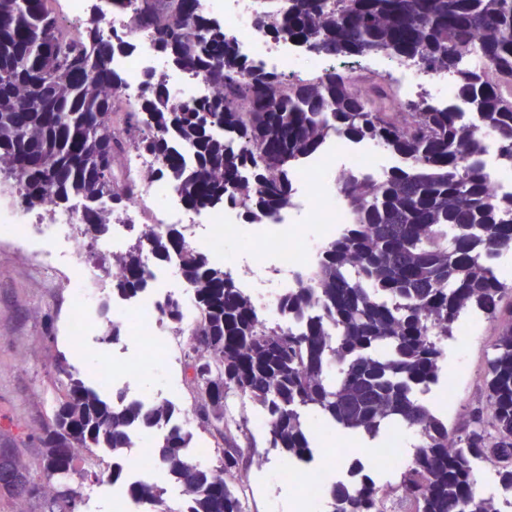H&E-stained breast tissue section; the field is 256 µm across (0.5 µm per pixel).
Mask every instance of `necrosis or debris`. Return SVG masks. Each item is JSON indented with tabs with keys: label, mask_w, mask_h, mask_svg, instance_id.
<instances>
[{
	"label": "necrosis or debris",
	"mask_w": 512,
	"mask_h": 512,
	"mask_svg": "<svg viewBox=\"0 0 512 512\" xmlns=\"http://www.w3.org/2000/svg\"><path fill=\"white\" fill-rule=\"evenodd\" d=\"M263 0H197L200 15L221 24L228 39L248 59L278 73H292L300 78L324 74L333 68L325 57H295L290 42L272 39L260 27L257 14ZM132 10L123 0H114L111 12L100 23L102 37L132 33L135 49L127 55L115 56L112 67L119 80L114 97L128 105L141 101L146 94L148 74L164 77L168 99L173 104L214 98L224 92L222 84L188 70L171 68L156 46V33L150 28L132 29ZM125 169L128 175L144 180L141 194L129 202L122 212L111 218L116 232L111 240L102 241V248L120 244L138 226L153 225L159 234L169 229L180 231L185 242L209 259L220 260L236 286L243 287L258 277L277 285L275 292L259 295L256 308L263 327H287L288 319L281 313L278 300L286 292L295 274L308 269L324 248L328 236L339 225L352 221V215L341 200L339 187L351 174L370 175L375 171L373 150L368 143L328 139L321 150L299 167L292 182V192L285 207L265 219L256 220L250 231L251 243L240 255L227 256L226 242L242 232V209L231 205H214L202 209L183 204L176 189L158 175L161 159L147 151L131 149ZM42 225L45 244L42 262L46 267L67 268L73 275L72 286L78 303L69 315L65 331L79 346H88L99 336L106 320L98 312V294L108 281L120 279V267H97L91 260L90 242L79 229L74 209L59 207L46 201L27 207L19 197L0 201V227L7 229L17 242H27L33 225ZM320 227L323 237L310 234ZM167 290L152 288L139 296L116 299L112 307L113 322L120 324L122 335L115 343L121 357L120 370L112 377L118 392L134 395L144 402L156 401L157 395L144 391L141 379L151 364L166 366L177 363L179 354L191 353L197 340L191 332L200 312L191 289H181L176 298L182 310L180 321L161 314L158 304ZM132 448L120 467L124 484L112 488L115 512H139L138 505L126 494L125 483L145 480L157 468L146 461L150 447L139 433L131 435ZM351 455L363 458L375 469L392 473L407 466L412 458L409 449L400 447L397 431H390L374 446L356 442ZM327 464L307 462L282 465L276 473L279 484L297 488L305 512H316L329 485Z\"/></svg>",
	"instance_id": "necrosis-or-debris-1"
}]
</instances>
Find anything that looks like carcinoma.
<instances>
[{
	"instance_id": "1",
	"label": "carcinoma",
	"mask_w": 512,
	"mask_h": 512,
	"mask_svg": "<svg viewBox=\"0 0 512 512\" xmlns=\"http://www.w3.org/2000/svg\"><path fill=\"white\" fill-rule=\"evenodd\" d=\"M134 24L153 28L172 67L224 86L216 99L171 108L162 77L147 76L149 97L115 107L112 57L131 48L101 37L98 20L74 38L54 0H0V164L29 206L66 203L75 194L108 196L119 211L140 192L122 176L132 148L162 158L161 174L182 201L199 208L239 205L257 219L288 203L290 176L321 143L336 135L372 141L402 164L378 180L351 176L341 192L354 223L325 245L311 273L281 300L297 316L313 304L330 323L312 318L299 330L259 327L252 299L179 235L167 240L145 227L125 251L112 255L125 275L113 286L133 297L148 287L143 247L155 257L179 256L202 320L193 333L202 352L188 356L199 392L193 414L200 427L224 431L221 466L210 471L188 456L190 434L176 427L154 444V461L186 493L182 512H245L229 478L243 460L240 440L253 447L247 418L229 400L249 399L261 410L268 447L291 461L311 456L310 416L329 428L376 437L388 427L413 428L419 445L400 476L412 512H497L478 488L476 460L492 459L512 487V303L497 274L501 251L512 247V195L491 197L481 173L493 145L512 168V102L486 71L462 68L481 43L487 68L512 80V0H273L277 39L310 42L321 55H394L429 72L453 73L471 119L428 98L402 99L375 81L361 97L355 79L338 72L285 78L241 57L214 20L196 13L195 0H133ZM153 134H142V118ZM177 138L193 161L172 159ZM96 238L106 220L86 213ZM501 331L488 360L485 400L466 406L456 428L418 402L416 390L438 382L437 337L451 336L470 310ZM170 402L116 406L68 375L43 433L42 474L35 479L16 449L0 448V496L36 512H76L82 501L76 449L108 448L121 456L129 430L144 431L175 416ZM131 496L163 512L165 489L139 482ZM330 512H384L374 483L333 485Z\"/></svg>"
}]
</instances>
